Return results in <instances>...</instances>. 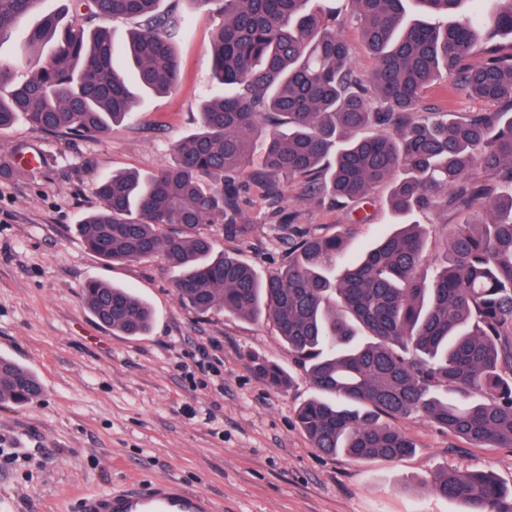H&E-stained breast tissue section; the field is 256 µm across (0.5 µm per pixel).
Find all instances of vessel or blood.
<instances>
[{"label":"vessel or blood","mask_w":512,"mask_h":512,"mask_svg":"<svg viewBox=\"0 0 512 512\" xmlns=\"http://www.w3.org/2000/svg\"><path fill=\"white\" fill-rule=\"evenodd\" d=\"M84 512H214L204 495L165 483L130 490L103 491L87 497Z\"/></svg>","instance_id":"vessel-or-blood-1"}]
</instances>
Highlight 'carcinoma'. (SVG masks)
Listing matches in <instances>:
<instances>
[{"label": "carcinoma", "instance_id": "cac0c4a2", "mask_svg": "<svg viewBox=\"0 0 512 512\" xmlns=\"http://www.w3.org/2000/svg\"><path fill=\"white\" fill-rule=\"evenodd\" d=\"M160 0H90L104 18L136 19L124 63L109 30L87 31L40 12L42 0H0V44L18 39L15 64L0 61V131L18 118L92 138L133 117L143 93L178 78L176 42L188 19ZM215 6L213 74L224 95L202 104L172 161L140 176L114 172L96 185L100 207L77 232L112 262L162 257L180 302L273 323L288 359L322 396L298 411L314 447L360 461L393 462L416 445L391 421L418 414L478 448L512 447V57L468 64L478 47L512 36V0H196ZM356 27L375 67L353 65L343 29ZM496 104L490 112H430L426 88ZM258 162H252L254 153ZM276 204L295 184L303 200L369 203L390 184L399 228L356 260L349 224L321 235L278 209L288 262L259 274L237 254L215 252L204 232H252L239 223L236 179ZM484 217L455 225L430 278L420 274L427 232L416 216L448 206ZM86 308L123 336H144L154 313L126 288L89 280ZM258 371L279 391L277 363ZM43 392L39 377L0 356V404L22 407ZM428 489L465 512H512V491L471 471L435 476Z\"/></svg>", "mask_w": 512, "mask_h": 512}]
</instances>
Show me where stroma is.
I'll return each instance as SVG.
<instances>
[{
  "label": "stroma",
  "mask_w": 512,
  "mask_h": 512,
  "mask_svg": "<svg viewBox=\"0 0 512 512\" xmlns=\"http://www.w3.org/2000/svg\"><path fill=\"white\" fill-rule=\"evenodd\" d=\"M191 21L176 47L180 76L163 94L143 96L132 122L102 138L46 133L25 120L0 131V356L34 372L44 393L22 407L0 404V442L17 449L0 462V512H77L82 498L112 488L171 481L211 498L217 512H462L431 494L437 473L482 469L512 488V447L476 448L424 418L397 419L416 446L402 460L360 463L314 448L298 408L316 394L305 370L289 361L273 323L179 302L162 259L113 263L83 245L77 225L98 208L95 184L115 171L144 175L172 159L194 129L199 107L221 96L212 78L214 21L194 0H161ZM36 165H27L28 157ZM378 188L368 221L301 200L289 189L297 223L327 234L349 224V255L388 232L394 218ZM244 240L210 233L215 248L260 272L288 261V241L270 232L275 209L260 189L241 188ZM132 289L150 304L148 335L121 336L84 307V283ZM279 363L290 389L272 391L252 358Z\"/></svg>",
  "instance_id": "obj_1"
}]
</instances>
